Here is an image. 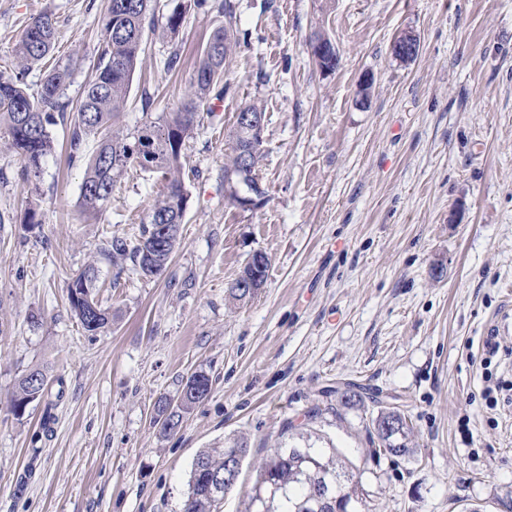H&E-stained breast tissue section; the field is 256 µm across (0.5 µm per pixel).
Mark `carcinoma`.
<instances>
[{"label": "carcinoma", "instance_id": "1", "mask_svg": "<svg viewBox=\"0 0 512 512\" xmlns=\"http://www.w3.org/2000/svg\"><path fill=\"white\" fill-rule=\"evenodd\" d=\"M117 2L109 0L98 61L76 106L68 162L72 166L85 165L80 204L88 214L103 211L114 186L131 168L158 174L166 181V192L155 203L148 225L141 231V240L133 244L125 237L113 236L100 250L107 260L128 258L143 275L153 276L165 268L178 241L175 229L163 240L161 249H154L157 227L184 222L185 209L174 202L185 195L181 178L182 147L192 135L200 107L224 81L240 41L233 22L234 4L224 0L217 5L224 13V24L212 31L199 56L188 99L174 112L143 113L141 122L127 133L115 127V123L126 107L134 73L142 63V37L151 0H129L130 7L125 10L117 9ZM192 8L205 11L211 4L209 0H178L162 36L170 39L178 36L184 14ZM55 44L52 19L48 16L33 19L15 46L18 72L0 74V130L6 134L9 147L19 155L24 169L35 174L54 149L49 126L69 112L70 103L64 97V90L70 83L72 69L58 62L47 69L36 97L27 92L23 74L50 55ZM90 136L97 138V146L87 158L83 142ZM240 143L238 132L232 131L224 171L237 169ZM96 281L97 270L90 266L73 280L68 292L71 311L91 335L112 320V311L102 307L96 298ZM47 386L44 369H29L12 391V413L21 417L19 409L43 399ZM205 398L204 394L179 397L175 401L159 399L153 425L163 434L175 432L183 414ZM362 402L359 385L347 382L336 387V405L353 409ZM373 423L380 440L379 451L388 455L396 452L400 457L411 454L406 442L409 422L400 408L381 407ZM232 451L249 454V448L242 442L221 451H199L192 463L180 512H218L230 488L213 486L212 477L224 476V460ZM325 487L331 489L332 501L318 510L315 504ZM360 494V481L335 456H326L310 446L274 448L257 470L246 512H348L350 502L360 498Z\"/></svg>", "mask_w": 512, "mask_h": 512}]
</instances>
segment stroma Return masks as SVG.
I'll return each mask as SVG.
<instances>
[{
  "label": "stroma",
  "instance_id": "1",
  "mask_svg": "<svg viewBox=\"0 0 512 512\" xmlns=\"http://www.w3.org/2000/svg\"><path fill=\"white\" fill-rule=\"evenodd\" d=\"M176 2H151L125 130L143 108L180 106L223 21L192 10L178 38H161ZM235 3L241 47L184 149L185 219L158 275L99 250L138 239L161 177L128 170L90 218L83 169L67 161L69 121L50 126L55 150L36 177L0 136V512H179L199 450L237 439L250 451L220 512H242L254 467L291 425L299 446L336 449L351 466L362 512H512V403L480 395L487 334L512 379V0ZM108 5L0 0V72L13 73L26 25L50 16L53 57L72 68L65 97L78 103ZM406 32L419 42L409 62L392 51ZM319 33L335 70L312 59ZM251 100L265 109L267 198L244 211L225 196L224 148ZM256 251L269 258L265 282L232 300ZM92 264L112 311L94 336L68 302ZM37 366L48 393L15 417L9 396ZM201 371L209 396L160 433L156 402ZM348 380L369 398L335 412ZM376 394L409 415L411 457L374 454Z\"/></svg>",
  "mask_w": 512,
  "mask_h": 512
}]
</instances>
